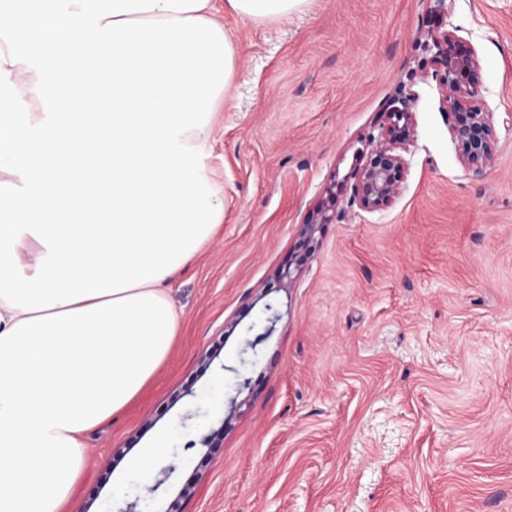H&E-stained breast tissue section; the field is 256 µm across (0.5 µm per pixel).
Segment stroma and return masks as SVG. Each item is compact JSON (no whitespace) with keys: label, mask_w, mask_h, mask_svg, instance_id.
Instances as JSON below:
<instances>
[{"label":"stroma","mask_w":512,"mask_h":512,"mask_svg":"<svg viewBox=\"0 0 512 512\" xmlns=\"http://www.w3.org/2000/svg\"><path fill=\"white\" fill-rule=\"evenodd\" d=\"M446 7L307 0L280 22L225 18L237 71L208 158L224 222L168 285L180 325L167 359L86 433L64 512L135 499L140 512H512V0ZM436 30L482 66L475 98L497 148L480 176L422 47ZM404 85L403 187L367 212L350 186ZM330 185L343 220L292 288L272 287ZM268 303L281 318L242 357ZM219 430V447L201 446Z\"/></svg>","instance_id":"obj_1"}]
</instances>
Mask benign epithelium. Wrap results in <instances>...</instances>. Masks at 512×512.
<instances>
[{
	"label": "benign epithelium",
	"instance_id": "1",
	"mask_svg": "<svg viewBox=\"0 0 512 512\" xmlns=\"http://www.w3.org/2000/svg\"><path fill=\"white\" fill-rule=\"evenodd\" d=\"M451 36L443 32L432 36L437 49L435 61L438 64L436 76L447 91V106L450 129L458 143L463 160L481 174L493 161L496 152V134L491 113L472 100L480 83L481 66L474 49L460 45L448 48ZM415 93L400 88L392 107L386 112V120L380 125L378 136L372 138L373 148L359 171L352 187V202L367 212H382L388 209L398 197L405 176V159L402 151L413 140L415 128L412 108ZM336 184L326 187L328 203L316 206L306 217L294 247L291 260L301 266L313 253L318 242L317 233L325 224L336 223L334 192ZM271 314L258 327L255 338L248 343L251 349L271 335L279 319L272 307Z\"/></svg>",
	"mask_w": 512,
	"mask_h": 512
}]
</instances>
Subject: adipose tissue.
I'll return each instance as SVG.
<instances>
[{"mask_svg": "<svg viewBox=\"0 0 512 512\" xmlns=\"http://www.w3.org/2000/svg\"><path fill=\"white\" fill-rule=\"evenodd\" d=\"M306 2L0 0V512H61L169 354L167 285L224 222V17Z\"/></svg>", "mask_w": 512, "mask_h": 512, "instance_id": "adipose-tissue-1", "label": "adipose tissue"}]
</instances>
